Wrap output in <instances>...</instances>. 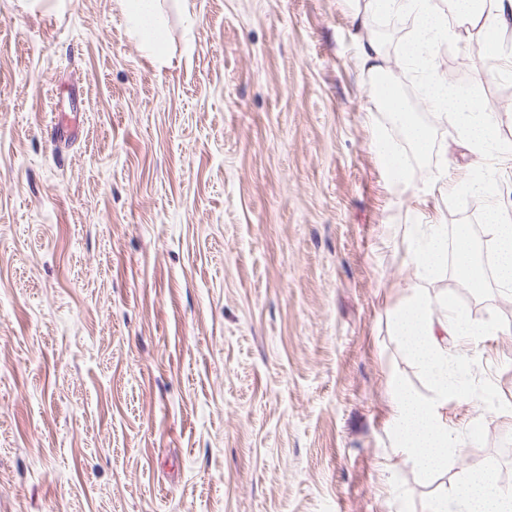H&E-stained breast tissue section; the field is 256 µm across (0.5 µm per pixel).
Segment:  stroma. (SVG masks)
I'll return each mask as SVG.
<instances>
[{
  "mask_svg": "<svg viewBox=\"0 0 512 512\" xmlns=\"http://www.w3.org/2000/svg\"><path fill=\"white\" fill-rule=\"evenodd\" d=\"M367 0H158L159 63L119 0H0V512H427L469 467L512 473V334L452 341L448 467L413 468L391 391L431 394L392 330L413 290L512 327V290L419 278L422 224H479L441 192L471 157L388 175L372 98L418 85L410 13ZM480 101L512 65L435 48Z\"/></svg>",
  "mask_w": 512,
  "mask_h": 512,
  "instance_id": "stroma-1",
  "label": "stroma"
}]
</instances>
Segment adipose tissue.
<instances>
[{"label": "adipose tissue", "mask_w": 512, "mask_h": 512, "mask_svg": "<svg viewBox=\"0 0 512 512\" xmlns=\"http://www.w3.org/2000/svg\"><path fill=\"white\" fill-rule=\"evenodd\" d=\"M157 0H125L128 27L165 60L160 39ZM369 11L389 17L401 11L413 15L415 38L406 50L407 58L421 71L423 94L430 109L443 115L454 127L461 144L471 153L474 174L470 189L486 196L489 203L484 214L485 227L494 249V270L501 287L512 288V215L495 202V185L482 175L485 159L495 157L512 162V152L501 147L497 118L479 103L475 89H454L437 71L434 45L441 40L477 39L482 53L502 58L507 50L499 35L512 24V0H453L456 25H449L446 15L437 13L432 0H368ZM373 99L382 111L402 124L413 153L426 156L432 151L430 130L413 115L406 100L389 84L379 81L373 86ZM411 262L420 277L429 278L447 265L471 287L483 284L476 248L468 225H457L447 233L444 225H428L419 245L413 249ZM492 325H476L457 313L447 299L414 290L407 302L394 314L393 333L403 348L428 374L436 394L435 400H422L405 389L393 396L396 437L412 466L423 473L441 471L448 462V423L442 414L449 395L460 392L458 363L448 356L449 339H474L492 332ZM457 512H512V492L494 477L490 468L471 472L453 491H440L430 512H448L449 504Z\"/></svg>", "instance_id": "1"}]
</instances>
